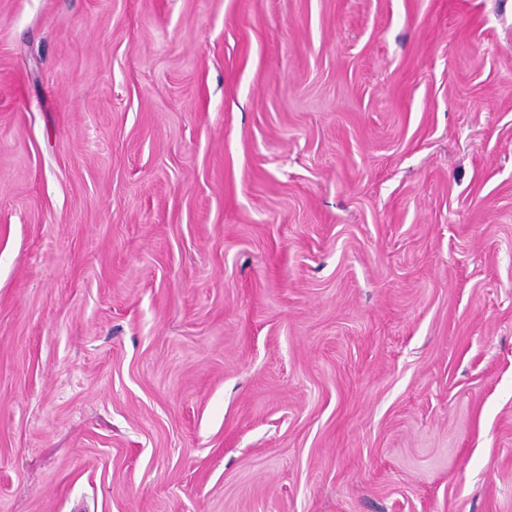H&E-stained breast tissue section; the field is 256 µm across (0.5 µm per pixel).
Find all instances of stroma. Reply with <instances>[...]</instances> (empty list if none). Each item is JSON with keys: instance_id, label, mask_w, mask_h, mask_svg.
<instances>
[{"instance_id": "obj_1", "label": "stroma", "mask_w": 512, "mask_h": 512, "mask_svg": "<svg viewBox=\"0 0 512 512\" xmlns=\"http://www.w3.org/2000/svg\"><path fill=\"white\" fill-rule=\"evenodd\" d=\"M0 512H512V0H0Z\"/></svg>"}]
</instances>
